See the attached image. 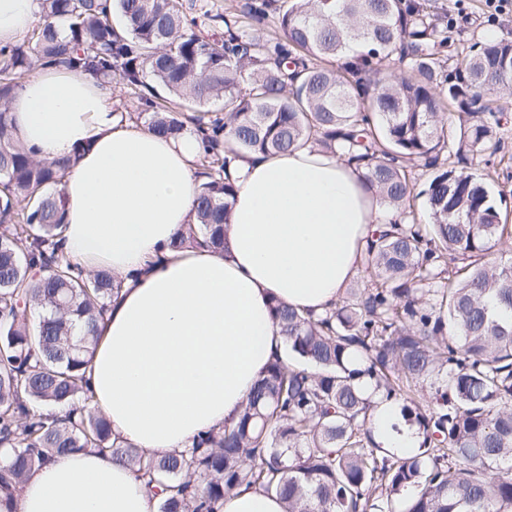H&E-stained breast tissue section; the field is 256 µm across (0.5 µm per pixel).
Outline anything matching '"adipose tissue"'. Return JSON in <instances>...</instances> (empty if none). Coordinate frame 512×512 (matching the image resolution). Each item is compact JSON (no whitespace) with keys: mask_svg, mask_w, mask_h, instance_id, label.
Listing matches in <instances>:
<instances>
[{"mask_svg":"<svg viewBox=\"0 0 512 512\" xmlns=\"http://www.w3.org/2000/svg\"><path fill=\"white\" fill-rule=\"evenodd\" d=\"M34 0H0V44L26 36ZM112 86L45 65L8 110L16 140L38 159L67 160L65 253L105 266L121 288L99 322L86 379L112 432L158 456L203 430L234 426L269 364L285 355L271 305L313 314L357 277L382 208L351 165L312 146L236 158V194L223 253L171 241L194 218L201 183L193 131L161 138L123 119ZM379 406L376 443L403 458L417 431L396 432ZM15 512H156L135 473L93 451L53 457L19 486Z\"/></svg>","mask_w":512,"mask_h":512,"instance_id":"obj_1","label":"adipose tissue"}]
</instances>
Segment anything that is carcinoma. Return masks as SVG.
Masks as SVG:
<instances>
[{
    "label": "carcinoma",
    "instance_id": "obj_1",
    "mask_svg": "<svg viewBox=\"0 0 512 512\" xmlns=\"http://www.w3.org/2000/svg\"><path fill=\"white\" fill-rule=\"evenodd\" d=\"M39 2L41 22L0 45V512L44 460L88 449L133 470L158 512H221L242 485L280 497L284 512H396L405 491L402 512H512V261L485 260L512 224L470 172L502 150L507 114L480 89L505 68L497 90L512 97V41L448 66L452 19L433 0H247L241 18L204 13L224 26L212 41L179 0ZM271 16L276 36L257 30ZM353 43L365 51L347 60ZM41 65L121 82L136 98L124 118L161 136L195 129L206 180L174 249L224 251L228 136L236 153L316 146L362 170L396 214L371 231L366 280L324 315L274 303L286 357L235 426L174 454L112 436L92 406L84 370L118 281L62 249L69 161L38 160L12 136L7 104ZM158 86L185 111L161 108ZM416 167L434 171L429 224L411 210ZM423 388L424 406L412 398ZM375 396L410 400L401 415L422 435L412 456L374 442Z\"/></svg>",
    "mask_w": 512,
    "mask_h": 512
}]
</instances>
